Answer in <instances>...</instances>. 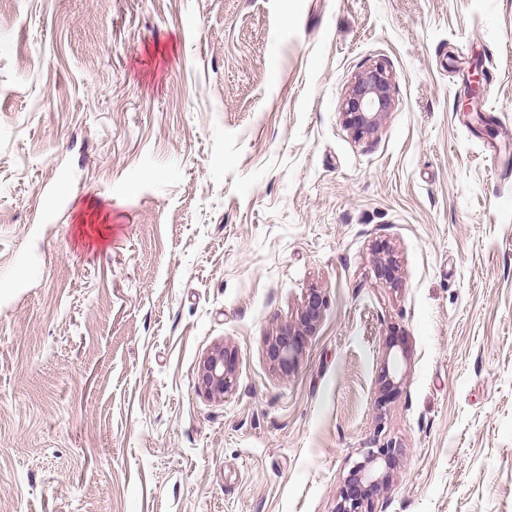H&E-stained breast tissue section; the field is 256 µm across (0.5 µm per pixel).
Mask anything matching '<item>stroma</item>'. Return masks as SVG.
I'll return each instance as SVG.
<instances>
[{
  "mask_svg": "<svg viewBox=\"0 0 512 512\" xmlns=\"http://www.w3.org/2000/svg\"><path fill=\"white\" fill-rule=\"evenodd\" d=\"M390 441L369 512H512V0H0V512H334ZM393 76L382 64L357 73L342 103L345 126L358 139L373 133L383 116L393 108ZM327 306L325 293L312 288L304 297L296 320L269 341L267 353L283 375L294 372L302 352L304 338L315 332ZM391 340L387 345V358L382 368L379 384L384 396L396 392L402 381L400 361L405 356L406 347L402 337L391 332ZM235 351L216 346L200 362L197 371L198 391L211 398L224 397L233 384ZM400 449L396 443L376 442L364 448L361 461L350 469L336 500L334 512H366L369 501L389 482Z\"/></svg>",
  "mask_w": 512,
  "mask_h": 512,
  "instance_id": "1",
  "label": "stroma"
}]
</instances>
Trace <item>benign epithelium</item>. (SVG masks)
<instances>
[{
    "label": "benign epithelium",
    "instance_id": "obj_1",
    "mask_svg": "<svg viewBox=\"0 0 512 512\" xmlns=\"http://www.w3.org/2000/svg\"><path fill=\"white\" fill-rule=\"evenodd\" d=\"M393 76L382 64H373L357 73L351 81L342 103L345 126L358 139L373 133L383 116L391 111ZM327 306L325 293L312 288L304 297L296 320L269 341L267 353L282 374L295 371L304 338L315 332ZM406 352L402 337L394 334L387 345V358L379 384L384 395L396 392L402 381L400 361ZM236 353L224 346L212 349L200 362L197 371L198 391L211 398H220L233 384ZM394 443L364 449L363 458L350 469L336 500L334 512H366L369 501L389 482L398 457Z\"/></svg>",
    "mask_w": 512,
    "mask_h": 512
}]
</instances>
